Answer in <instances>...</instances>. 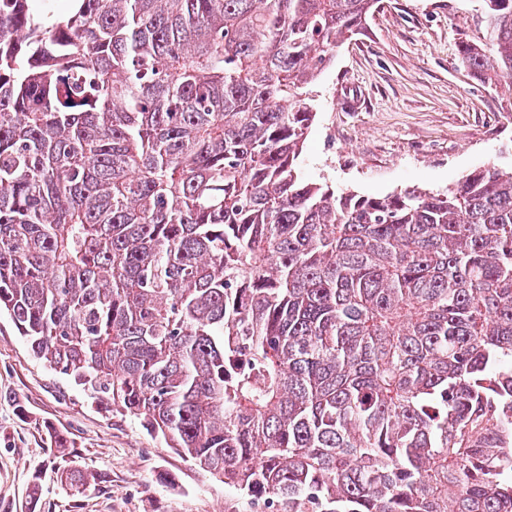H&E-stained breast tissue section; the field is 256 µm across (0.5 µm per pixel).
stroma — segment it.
<instances>
[{"label": "stroma", "mask_w": 512, "mask_h": 512, "mask_svg": "<svg viewBox=\"0 0 512 512\" xmlns=\"http://www.w3.org/2000/svg\"><path fill=\"white\" fill-rule=\"evenodd\" d=\"M478 0H380L314 91L300 174L337 192L443 189L512 168V91L455 61ZM61 434L66 447H55ZM0 512H265L36 359L0 317Z\"/></svg>", "instance_id": "1"}]
</instances>
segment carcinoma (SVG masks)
<instances>
[{"label":"carcinoma","mask_w":512,"mask_h":512,"mask_svg":"<svg viewBox=\"0 0 512 512\" xmlns=\"http://www.w3.org/2000/svg\"><path fill=\"white\" fill-rule=\"evenodd\" d=\"M378 0H0V315L275 512H512V170L303 179ZM457 62L512 81V0Z\"/></svg>","instance_id":"obj_1"}]
</instances>
